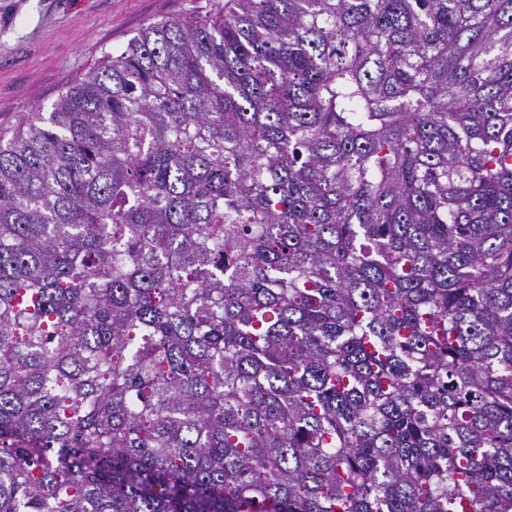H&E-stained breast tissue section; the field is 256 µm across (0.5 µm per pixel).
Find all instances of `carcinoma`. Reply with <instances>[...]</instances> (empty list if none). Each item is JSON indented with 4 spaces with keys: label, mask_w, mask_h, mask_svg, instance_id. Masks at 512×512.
Masks as SVG:
<instances>
[{
    "label": "carcinoma",
    "mask_w": 512,
    "mask_h": 512,
    "mask_svg": "<svg viewBox=\"0 0 512 512\" xmlns=\"http://www.w3.org/2000/svg\"><path fill=\"white\" fill-rule=\"evenodd\" d=\"M0 512H512V0H227L0 131Z\"/></svg>",
    "instance_id": "cac0c4a2"
}]
</instances>
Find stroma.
Segmentation results:
<instances>
[{
    "label": "stroma",
    "mask_w": 512,
    "mask_h": 512,
    "mask_svg": "<svg viewBox=\"0 0 512 512\" xmlns=\"http://www.w3.org/2000/svg\"><path fill=\"white\" fill-rule=\"evenodd\" d=\"M214 0H0V127L49 107L149 22Z\"/></svg>",
    "instance_id": "35a3bbf8"
}]
</instances>
